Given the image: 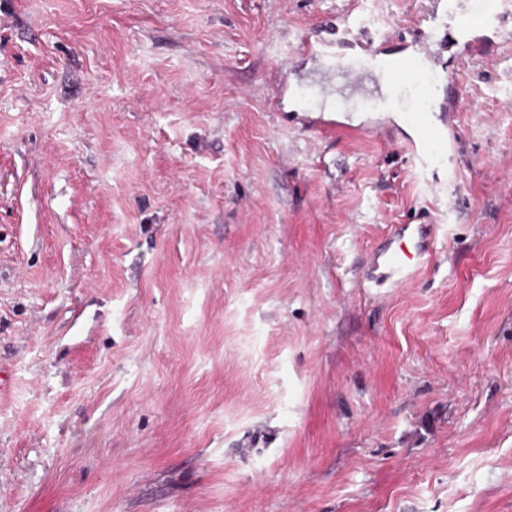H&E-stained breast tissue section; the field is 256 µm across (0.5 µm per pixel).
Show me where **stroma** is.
Segmentation results:
<instances>
[{"instance_id":"stroma-1","label":"stroma","mask_w":512,"mask_h":512,"mask_svg":"<svg viewBox=\"0 0 512 512\" xmlns=\"http://www.w3.org/2000/svg\"><path fill=\"white\" fill-rule=\"evenodd\" d=\"M426 6L0 0V512H512V40L435 177L294 53ZM434 227L430 224H401L396 237L401 241L393 246L389 241L373 252L367 262V280L375 286L398 282L410 274V261L429 254ZM406 238L409 246L402 243Z\"/></svg>"}]
</instances>
